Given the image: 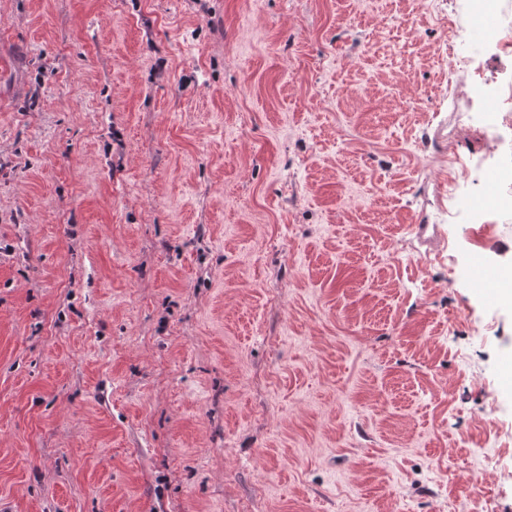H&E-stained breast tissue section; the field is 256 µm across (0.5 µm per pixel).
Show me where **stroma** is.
I'll list each match as a JSON object with an SVG mask.
<instances>
[{"mask_svg": "<svg viewBox=\"0 0 512 512\" xmlns=\"http://www.w3.org/2000/svg\"><path fill=\"white\" fill-rule=\"evenodd\" d=\"M495 54L467 0H0V512H512ZM478 281L484 288H492L496 279L495 276L485 270H481L477 276ZM495 288H499V298L501 301L512 303V271L511 276L503 274L501 279L495 283Z\"/></svg>", "mask_w": 512, "mask_h": 512, "instance_id": "1", "label": "stroma"}]
</instances>
